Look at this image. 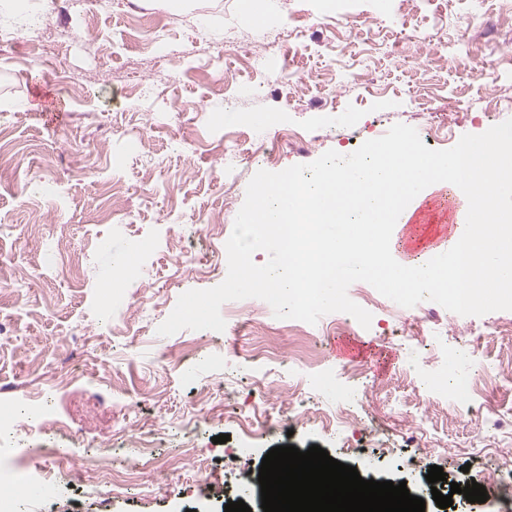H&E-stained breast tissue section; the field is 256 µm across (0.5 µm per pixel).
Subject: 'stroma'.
Instances as JSON below:
<instances>
[{"instance_id":"stroma-1","label":"stroma","mask_w":512,"mask_h":512,"mask_svg":"<svg viewBox=\"0 0 512 512\" xmlns=\"http://www.w3.org/2000/svg\"><path fill=\"white\" fill-rule=\"evenodd\" d=\"M182 2L99 0L74 13L66 0H31V16L46 12L51 22L39 59L0 46V143L14 154L13 171L0 174V280L14 287L0 295V401L52 404L40 434L13 430L28 450L25 463L42 464L45 450L64 445L71 458L108 457L120 470L138 455L139 427L148 422L161 431L159 461L180 457L192 439L205 466L191 482L190 459L183 475L163 471L150 489L127 482L109 512H170L176 496L186 512H224L258 477L264 455L288 444L317 445L358 472L406 482L425 512H512L503 494L483 503L451 494V483L502 464L512 430L471 420L445 388L449 342L512 320V311L461 316L424 301L418 308L431 319L417 340L358 281L348 295L371 313L367 328L337 326L330 313L292 335L269 304L249 298L222 305L223 332L157 333L182 293L224 281L225 235L264 167L254 152L279 133L307 135L282 147V170L331 149L350 154L397 123L442 150L512 118V0H428L415 11L399 0H271L261 24L241 0ZM162 20L171 56L147 42ZM76 29L77 49L66 42ZM227 37L235 45L222 68L212 67L206 47ZM255 40L270 57L261 75L250 67ZM490 40L497 54L487 50ZM488 65L496 82L478 74ZM68 72L80 74L81 88L66 85ZM360 73L378 92L364 90ZM224 74L236 84L230 108ZM145 80L158 84L164 106L180 109L176 122L141 107L132 89ZM131 128L145 150L125 149ZM227 136L245 142L230 198L219 149ZM447 188L430 185L410 202L425 216L395 225L397 262L424 261L463 233L464 218L434 204ZM213 223L223 224V236L207 233ZM141 241L155 242L149 257L140 256ZM211 250L220 256L217 273H199V256ZM262 342L279 358L252 357ZM306 349L317 366L299 361ZM366 388L372 399L363 403L357 395ZM298 391L319 417L295 421ZM340 401L363 419L354 432L336 434L325 422ZM220 434L227 442L214 443ZM247 437L254 453L227 458ZM433 465L447 475L434 485L426 480ZM436 490L452 495V506L437 507Z\"/></svg>"}]
</instances>
